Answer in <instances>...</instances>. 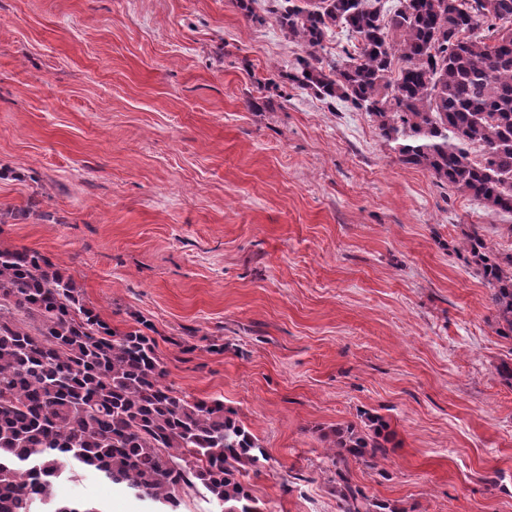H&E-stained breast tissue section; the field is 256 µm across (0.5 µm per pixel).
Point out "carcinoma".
Here are the masks:
<instances>
[{"label": "carcinoma", "mask_w": 512, "mask_h": 512, "mask_svg": "<svg viewBox=\"0 0 512 512\" xmlns=\"http://www.w3.org/2000/svg\"><path fill=\"white\" fill-rule=\"evenodd\" d=\"M275 2L303 48L290 82L366 112L401 162L512 213V0ZM335 28L356 40L342 63L321 56ZM395 57L405 63L396 75ZM466 250L492 290L498 334L512 337V260L502 265L476 231ZM149 329L113 330L49 258L0 244V512H36L66 470L124 483L161 512H180L199 484L222 512H256L241 477L263 449L223 401L165 383ZM371 423L367 434L333 431L342 512L387 509L346 468L348 455L386 454L388 425ZM52 512L104 510L68 499Z\"/></svg>", "instance_id": "carcinoma-1"}]
</instances>
